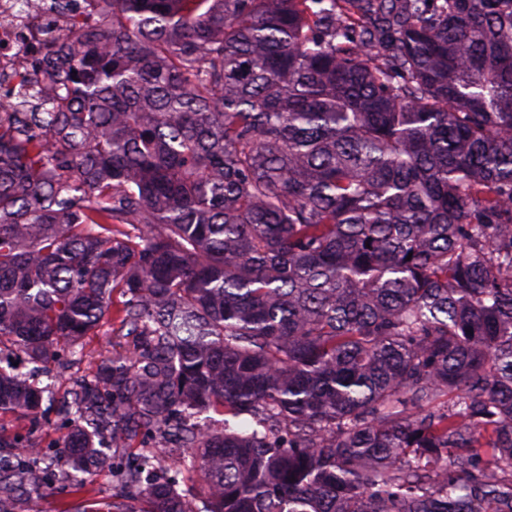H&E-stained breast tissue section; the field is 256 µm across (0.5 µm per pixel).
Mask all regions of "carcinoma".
Wrapping results in <instances>:
<instances>
[{
	"label": "carcinoma",
	"mask_w": 512,
	"mask_h": 512,
	"mask_svg": "<svg viewBox=\"0 0 512 512\" xmlns=\"http://www.w3.org/2000/svg\"><path fill=\"white\" fill-rule=\"evenodd\" d=\"M105 2L0 102V512H512V0ZM103 328L98 336H89L87 338V352L90 356L85 358L80 364H75L68 368H57L52 363L51 369H54L57 373L56 389L59 394H62L66 386L68 385L69 377L75 372H83L91 368L100 358L111 356L112 352L116 349L119 350V345H123L125 340L121 336H104ZM72 500L68 486L58 483L46 490V495L39 502L38 507L48 510L47 512H61L68 507Z\"/></svg>",
	"instance_id": "cac0c4a2"
}]
</instances>
